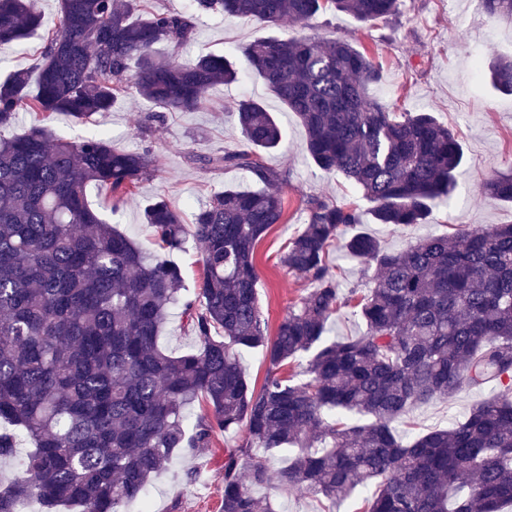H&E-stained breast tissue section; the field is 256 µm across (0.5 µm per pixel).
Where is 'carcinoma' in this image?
<instances>
[{"mask_svg": "<svg viewBox=\"0 0 512 512\" xmlns=\"http://www.w3.org/2000/svg\"><path fill=\"white\" fill-rule=\"evenodd\" d=\"M512 20V0H484ZM275 27L342 12L365 24L389 22L400 0H191ZM34 0H0V47L41 27ZM194 24L136 0H59V22L34 69L0 81V459L31 448L21 475L0 487V512L23 501L41 512H128L153 476L218 432L243 425L246 445L224 456L222 512H274L259 488L321 495L363 493V512H504L512 507V224L431 235L401 251L369 235L350 206L306 202L303 231L281 264L311 288L289 307L274 336L259 303L256 244L284 219L283 173L262 153L283 134L258 101L232 113L244 147L191 160L208 170L249 173L262 187L226 188L193 221L160 194L143 210L155 249L106 222L87 200L91 184L120 203L157 175L150 151L119 149L103 134L79 142L44 125L12 133L22 112L78 121L110 111L137 90L159 112H195L217 84L238 79L228 57L184 61ZM167 52L159 54L157 45ZM243 68L260 76L306 130L307 151L372 203L379 224H421L457 187L461 144L429 112H391L369 99L378 67L347 40L258 39ZM492 85L512 94V60L488 67ZM512 201V176L483 187ZM375 267L346 294L329 251ZM203 247L195 299L159 251ZM182 306L195 348L175 355L161 339L169 311ZM353 308L361 336L332 339L329 320ZM262 348L270 370L260 389L246 378L236 347ZM307 355L303 370L284 373ZM496 382L501 392L447 429L404 437L396 423L414 408L464 387ZM205 408L190 419L187 410ZM288 455L271 471L267 458Z\"/></svg>", "mask_w": 512, "mask_h": 512, "instance_id": "carcinoma-1", "label": "carcinoma"}]
</instances>
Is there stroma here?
Wrapping results in <instances>:
<instances>
[{"label":"stroma","instance_id":"stroma-1","mask_svg":"<svg viewBox=\"0 0 512 512\" xmlns=\"http://www.w3.org/2000/svg\"><path fill=\"white\" fill-rule=\"evenodd\" d=\"M43 18L41 31L0 51V77L32 68L41 58L45 32L58 24V0H34ZM195 35L184 58L215 53L235 55L256 39L274 34L283 39L312 35L323 40L347 39L356 44L380 70L368 90L370 99L387 109L432 112L457 132L463 148V175L456 193L433 205L424 223L397 228L375 223L372 204L341 174L318 168L306 151V132L253 74L229 85L214 87L205 105L195 112H168L152 120V104L131 94L109 112L83 122L57 113L46 124L60 138L80 140L104 134L115 146L128 150L151 148L159 177L141 182L119 208H111L104 191L89 186L87 198L109 223L132 240L151 244L152 230L142 220L145 205L165 195L184 220L224 188H253L243 172H210L189 158L241 146L242 138L231 114L242 99L261 102L285 132L279 149L264 153L266 166L286 176L282 186L283 223L273 225L255 249L259 271L258 296L269 329H276L289 306L309 286L306 277L288 271L280 255L305 224V202L319 196L352 206L359 213L357 231L371 234L395 251L429 234L490 224H512V203L488 201L481 194L494 174H512V95L495 89L480 71V63L512 56V22L489 16L483 0H403L399 14L387 24L362 25L344 13L324 14L301 26L285 20L267 28L235 17L213 13L194 15ZM498 385L463 389L454 397L435 400L413 410L414 432L446 428L467 415L472 406L490 399ZM245 429L216 434L212 447L177 458L153 478L147 489L149 512H221L224 494V453L241 444ZM276 512H354L356 501L332 503L320 496L285 489L271 495Z\"/></svg>","mask_w":512,"mask_h":512}]
</instances>
